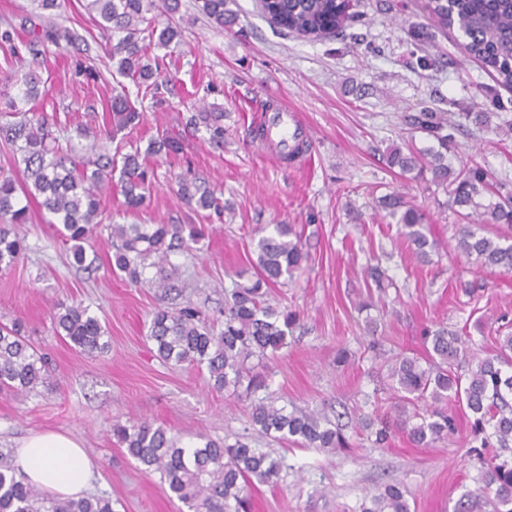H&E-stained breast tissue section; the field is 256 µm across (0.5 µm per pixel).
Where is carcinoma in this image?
<instances>
[{"label": "carcinoma", "mask_w": 512, "mask_h": 512, "mask_svg": "<svg viewBox=\"0 0 512 512\" xmlns=\"http://www.w3.org/2000/svg\"><path fill=\"white\" fill-rule=\"evenodd\" d=\"M354 0H267L262 12L269 24L297 37L318 38L336 34L344 25L362 21ZM88 14L97 15V24L117 36L107 50L117 60V71L144 86L142 96L157 97L159 85L155 72L144 62L148 43L155 40L167 45L178 31L167 26L140 28L145 13L158 8L155 0H86ZM432 18L442 27L456 26L462 32L465 52L488 70L496 73V81L512 88V0H428ZM199 10L220 26L233 21L228 0H200ZM25 38L9 26L0 30V50L9 65L27 52L36 59L45 53V44H58L53 29L30 22ZM107 110L103 135L112 140L138 118L135 100L126 90L114 95ZM221 115L197 112L189 124H204L210 140L224 144ZM488 112H435L423 110L410 115L406 123L431 139L435 146L420 154L410 148L394 146L387 165L401 174H415L443 187L449 194L450 207L469 223L461 225L456 249L473 259L481 268L512 272V193L505 190L478 162L471 160L457 169L454 132L460 120L487 126ZM47 114L34 113L5 130L4 142L25 141L27 151V190L42 197L41 207L51 213L58 232L73 243V258L83 262L81 243L91 238L102 223L101 194L112 190L114 159L97 153L87 164L95 166L92 174L77 170L71 159L48 142ZM178 151L175 140L163 136L151 142L149 155ZM149 171L139 150L123 156L119 190L128 212L144 209ZM18 184L0 178V266H10L22 250L17 225L27 223L28 209L17 203ZM178 195L190 207L224 214L228 205L221 204L213 192L184 177L179 181ZM385 214L396 220L400 234L413 253L425 261L438 247L428 239L424 225L428 217L424 209L410 203L404 194L392 192L378 200ZM109 236L115 248L114 267L133 284H148L164 292L175 288L166 274L165 264L171 253L198 242L203 236L195 224H109ZM254 279L238 284L224 299V328L215 331L202 320L201 312L187 305L179 309L159 308L151 322L150 339L158 356L166 363L206 368L209 381L217 390L234 394L255 393L265 388L264 376L249 364L262 360L286 345L300 317L286 307L272 305L269 289L281 280L292 278L302 270L307 259L301 235L290 224H275L270 233L260 237L253 250ZM156 258L152 266L156 277L145 280L146 261ZM366 278L381 291L392 286L380 265L366 270ZM54 323L58 333L74 349L94 354L104 351V328L100 320L79 303L60 304ZM431 349L425 362L408 356L388 361L394 391L403 405L417 406L429 400L427 414L406 416L385 423L375 432L378 444L388 440L392 429L407 434L421 447L445 441L456 431L454 418L448 413V402L466 406L472 416V441L482 448L499 452L482 459L483 489L493 493L489 499L492 512H512V334L498 340L496 353L486 357L475 355L456 332L439 327L428 332ZM50 369L43 356L21 335V327L0 326V389L16 394H29L38 387L53 384ZM252 427L277 433L285 440L300 442L307 448L341 450L348 440L340 429L325 418L311 413H288L272 400H260L248 413ZM116 443L147 469L161 474L171 496L182 502L188 512H250V488L277 482L280 462L252 447L241 436L232 443L207 439L201 444L184 446L176 436L161 426L142 421L131 426L112 425ZM363 512H410L406 491L399 483L384 486ZM0 512H114L112 499L105 496L52 498L29 483L16 471L10 452L0 451Z\"/></svg>", "instance_id": "obj_1"}]
</instances>
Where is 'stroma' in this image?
<instances>
[{
  "label": "stroma",
  "mask_w": 512,
  "mask_h": 512,
  "mask_svg": "<svg viewBox=\"0 0 512 512\" xmlns=\"http://www.w3.org/2000/svg\"><path fill=\"white\" fill-rule=\"evenodd\" d=\"M65 0L50 27L68 29L79 42L63 53L48 48L36 68L48 94L23 102L21 77L29 63L6 68L0 61V125L19 122L24 111L56 115L50 132L73 158L88 147L114 157L146 149L169 133L182 146L181 161L149 157L154 171L150 205L126 214L119 193L103 194L102 206L116 224H197L203 236L190 252H175L167 267L181 289L161 301L156 289L130 284L114 272L112 242H84L76 265L71 245L58 234L35 198L22 225L23 249L0 269V323L19 322L28 342L51 363L56 386L28 395L0 391V449L46 431L79 442L94 464L91 494L111 498L114 512H187L169 497L158 472L145 470L115 444L113 423L143 420L171 430L182 444L206 436L253 447L282 460L276 484L253 489V512H361L386 483H402L410 512H489L480 463L470 450V413L449 404L457 431L430 448L412 445L393 431L376 444L359 428L365 416L395 417L382 355L424 357L425 329L446 326L487 355L497 348L498 329L512 322V273L479 268L455 251L459 219L435 184L400 175L384 159L403 140L427 147L405 119L426 108L443 112H488L485 90L496 79L460 47L458 31L439 27L425 0H359L361 23L334 37L298 39L279 33L262 16L260 0H233V25L219 27L202 15L196 0H180L176 13L152 11L153 26H176L181 38L152 46L149 61H161L167 84L159 99H144L130 134L114 140L80 136L78 125H101L103 109L124 85L117 65L83 7ZM428 34L436 66L421 67L411 55L408 31ZM498 89L500 115L512 121V90ZM19 112L5 109L8 100ZM285 105L310 126L312 156L297 168L278 153L255 148L261 111ZM196 112L223 115L224 143L210 142L205 127L188 126ZM456 140L461 160L476 159L512 189V134L466 125ZM191 175L233 211L195 213L180 202L178 182ZM400 191L430 216L426 233L439 249L419 263L403 244L394 220L375 207L378 197ZM270 224H291L310 259L303 272L272 287L270 301L296 310L300 325L267 362L264 396L287 410L316 413L341 425L351 446L344 452L306 448L276 439L248 422L251 398L212 389L207 372L158 358L150 325L160 304L192 305L215 325L224 322V292L249 270L255 241ZM382 264L394 285L386 294L367 288V266ZM487 283L486 291L465 289ZM78 302L106 328L108 348L87 355L58 335V304ZM380 353L368 350L369 338Z\"/></svg>",
  "instance_id": "1"
}]
</instances>
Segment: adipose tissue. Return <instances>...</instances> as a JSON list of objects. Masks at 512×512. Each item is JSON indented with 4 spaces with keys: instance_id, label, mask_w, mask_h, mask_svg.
<instances>
[{
    "instance_id": "1",
    "label": "adipose tissue",
    "mask_w": 512,
    "mask_h": 512,
    "mask_svg": "<svg viewBox=\"0 0 512 512\" xmlns=\"http://www.w3.org/2000/svg\"><path fill=\"white\" fill-rule=\"evenodd\" d=\"M15 464L27 478L52 496L76 498L93 479V466L70 436L48 432L27 438L17 450Z\"/></svg>"
}]
</instances>
